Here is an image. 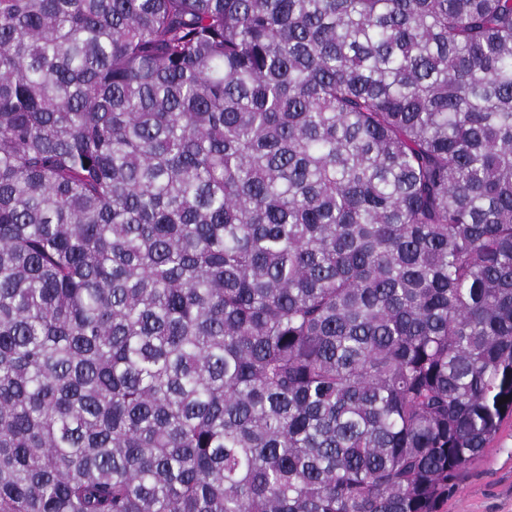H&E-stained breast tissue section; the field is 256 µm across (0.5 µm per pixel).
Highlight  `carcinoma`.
<instances>
[{
	"instance_id": "carcinoma-1",
	"label": "carcinoma",
	"mask_w": 512,
	"mask_h": 512,
	"mask_svg": "<svg viewBox=\"0 0 512 512\" xmlns=\"http://www.w3.org/2000/svg\"><path fill=\"white\" fill-rule=\"evenodd\" d=\"M512 414V0H0V512H438Z\"/></svg>"
}]
</instances>
